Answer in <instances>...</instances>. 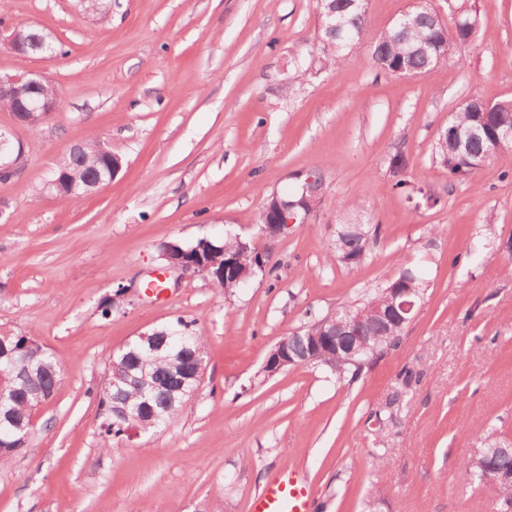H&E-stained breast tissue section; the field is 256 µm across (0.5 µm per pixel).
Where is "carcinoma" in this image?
Here are the masks:
<instances>
[{
	"label": "carcinoma",
	"instance_id": "cac0c4a2",
	"mask_svg": "<svg viewBox=\"0 0 512 512\" xmlns=\"http://www.w3.org/2000/svg\"><path fill=\"white\" fill-rule=\"evenodd\" d=\"M320 10L327 8L336 11V22L340 29L350 34L347 47L342 50L332 48L333 40L323 35V50L330 66H338L354 58V50L367 35L366 14L353 4L352 0H324ZM484 23V17L475 4L469 0H448V19H443L428 3L411 7L397 17L391 26L384 30L372 45L371 59L368 65L390 74L402 69L408 74L422 75L431 69L456 57L463 59L462 50L471 42L477 29ZM483 119L478 109V99L465 100L454 111L448 125L441 129L435 142V155L440 164L448 170V185L466 183L482 174L493 175L490 159L505 150L512 151V139L495 138V130L512 126V99L494 103V109L488 117L489 132L481 139L460 144L459 136ZM112 161V151L97 138L91 137L83 144V150L77 157L66 156L52 177L62 176L69 182L83 184L87 177L103 171ZM389 171L392 176V188L407 199L423 193V189L408 179L409 159L402 151L389 155ZM364 234H354L347 238L350 265L361 263L369 251L371 228L362 227ZM235 252L244 257L246 265H251V254L239 250L236 240L228 235L202 252L203 260L211 267L213 285L221 291L229 292L241 285V282L224 280V251ZM410 288L412 299L420 301L426 288V282L416 267H405L390 276L384 285L374 291L365 302L358 305H344L336 310L334 316L341 321L354 315L359 309L370 303L387 304L389 289ZM323 319H317L304 326L298 334L288 335V349L295 360L305 353L307 342L321 331ZM167 344L160 350L144 347L133 340L126 344L115 357L108 358V379L116 380L117 386L106 383L109 390L99 394V404L104 407L106 428L101 432V447L107 451H119L125 437L124 419L116 412V407H140L145 420L153 423L150 431L167 428L175 423L183 412L188 400L174 401L171 395L195 372L194 354L206 347L204 337L200 336L191 324L178 319L166 328ZM365 335L369 336L367 347L354 359L344 354L331 353L329 364L335 365L334 374L357 375L372 365L385 353L397 347L402 331H392L386 325L368 322ZM6 347L13 354L0 355V374L8 373L15 365L24 362L25 357L37 350L36 361L42 363L43 371L54 373L61 371V359L55 352L37 344L31 338L17 333H9ZM52 394V384L42 382L36 388H25L17 383L6 393V404L13 419L25 422L32 411L48 401ZM11 424L0 422V466L9 464L21 453L16 441L10 437ZM512 472V446L503 438V431L490 427L484 438V446L472 456L461 471V479L477 486H486L498 476Z\"/></svg>",
	"mask_w": 512,
	"mask_h": 512
}]
</instances>
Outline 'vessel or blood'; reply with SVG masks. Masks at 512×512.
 <instances>
[{"label":"vessel or blood","instance_id":"vessel-or-blood-1","mask_svg":"<svg viewBox=\"0 0 512 512\" xmlns=\"http://www.w3.org/2000/svg\"><path fill=\"white\" fill-rule=\"evenodd\" d=\"M315 498L307 479L295 469L280 471L256 495L252 512H314Z\"/></svg>","mask_w":512,"mask_h":512}]
</instances>
